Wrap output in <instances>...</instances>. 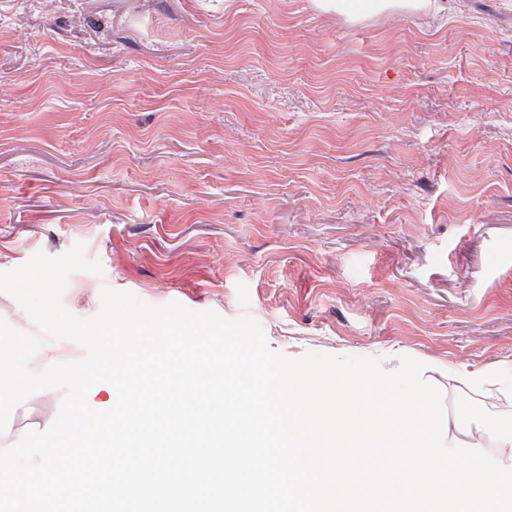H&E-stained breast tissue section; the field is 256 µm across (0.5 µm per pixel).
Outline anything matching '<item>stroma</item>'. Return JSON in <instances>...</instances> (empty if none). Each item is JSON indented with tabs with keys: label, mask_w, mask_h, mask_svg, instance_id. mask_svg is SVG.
<instances>
[{
	"label": "stroma",
	"mask_w": 512,
	"mask_h": 512,
	"mask_svg": "<svg viewBox=\"0 0 512 512\" xmlns=\"http://www.w3.org/2000/svg\"><path fill=\"white\" fill-rule=\"evenodd\" d=\"M448 7L0 0V272L81 242L83 318L108 287L291 358L511 362L512 0ZM317 7L349 19L367 18L389 10L419 12L425 8L448 14L446 0H317Z\"/></svg>",
	"instance_id": "stroma-1"
}]
</instances>
